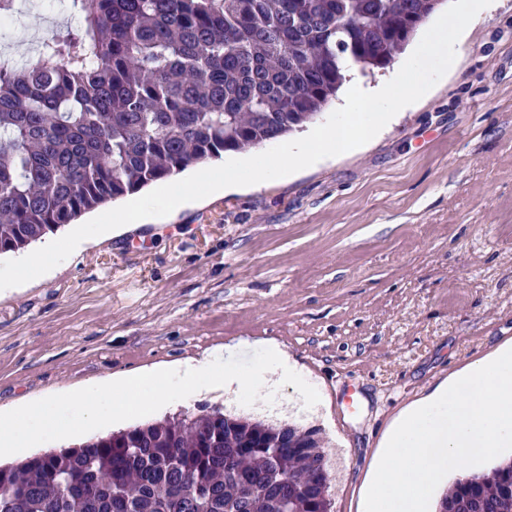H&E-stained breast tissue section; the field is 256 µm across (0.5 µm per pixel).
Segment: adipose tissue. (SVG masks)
<instances>
[{"mask_svg": "<svg viewBox=\"0 0 512 512\" xmlns=\"http://www.w3.org/2000/svg\"><path fill=\"white\" fill-rule=\"evenodd\" d=\"M285 386L315 402L322 396L319 382L277 345H267L257 367L249 372L225 367L224 349L219 346L157 371L116 376L74 388L60 398L51 395L0 410V456L94 431L116 420L148 416L202 394H218L225 406L246 404L256 411L260 400L273 399Z\"/></svg>", "mask_w": 512, "mask_h": 512, "instance_id": "1", "label": "adipose tissue"}]
</instances>
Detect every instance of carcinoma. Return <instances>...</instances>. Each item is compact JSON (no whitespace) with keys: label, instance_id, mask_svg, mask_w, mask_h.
Segmentation results:
<instances>
[{"label":"carcinoma","instance_id":"1","mask_svg":"<svg viewBox=\"0 0 512 512\" xmlns=\"http://www.w3.org/2000/svg\"><path fill=\"white\" fill-rule=\"evenodd\" d=\"M447 0H73L0 66V255L188 167L284 138L384 70ZM288 436L297 448L276 455ZM319 430L214 406L0 464V512H331ZM512 512V459L435 512Z\"/></svg>","mask_w":512,"mask_h":512}]
</instances>
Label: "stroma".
Listing matches in <instances>:
<instances>
[{
    "mask_svg": "<svg viewBox=\"0 0 512 512\" xmlns=\"http://www.w3.org/2000/svg\"><path fill=\"white\" fill-rule=\"evenodd\" d=\"M0 46L26 66L77 24L68 0H22ZM457 64L360 150L264 186L127 224L0 296V406L233 346L274 341L320 382L334 512L392 419L512 340V0Z\"/></svg>",
    "mask_w": 512,
    "mask_h": 512,
    "instance_id": "stroma-1",
    "label": "stroma"
}]
</instances>
